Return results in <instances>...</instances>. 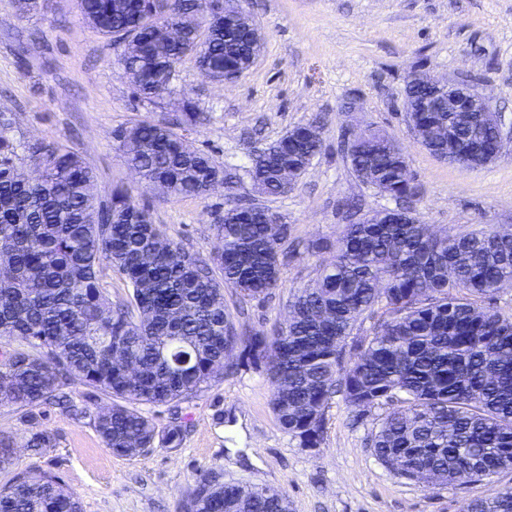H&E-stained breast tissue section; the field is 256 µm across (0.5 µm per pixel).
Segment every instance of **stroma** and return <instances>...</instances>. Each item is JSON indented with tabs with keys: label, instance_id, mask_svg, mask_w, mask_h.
<instances>
[{
	"label": "stroma",
	"instance_id": "35a3bbf8",
	"mask_svg": "<svg viewBox=\"0 0 512 512\" xmlns=\"http://www.w3.org/2000/svg\"><path fill=\"white\" fill-rule=\"evenodd\" d=\"M263 36L252 67L229 84L202 76L184 59L173 93L147 101L134 95L112 40L87 24L78 0H50L47 11L21 14L0 0V113L17 144L76 149L106 197L123 185L155 223L202 254L219 247L213 226L223 192L205 199L146 188L113 139L114 130L173 114L180 99L209 115L193 145L248 184L251 153L297 124L318 123L324 149L288 194L267 205L302 244L333 239L348 223L346 202L360 212L385 207L362 185L340 145L353 125H372L404 149L417 185L413 207L423 223L457 232L492 224L512 229V149L483 168L432 156L405 120L403 90L413 71L468 83L491 100L512 135V0H248ZM355 111H346V103ZM328 252L299 251L283 266L278 288L248 300L224 291L237 327L267 332L286 315L291 295L309 284ZM263 370L248 362L224 372L206 391L175 409L149 408L158 426L178 416L187 426L181 448L112 454L89 421L51 410L41 421L57 440L40 457L17 448L15 465L59 476L81 512H185L202 475L246 482L286 495L291 512H467L494 490H512V470L480 482L426 487L382 465L371 447L384 408L357 417L342 396L326 411L321 447H300L279 426Z\"/></svg>",
	"mask_w": 512,
	"mask_h": 512
}]
</instances>
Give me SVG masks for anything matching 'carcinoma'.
<instances>
[{
  "instance_id": "cac0c4a2",
  "label": "carcinoma",
  "mask_w": 512,
  "mask_h": 512,
  "mask_svg": "<svg viewBox=\"0 0 512 512\" xmlns=\"http://www.w3.org/2000/svg\"><path fill=\"white\" fill-rule=\"evenodd\" d=\"M185 30L160 43L144 20ZM85 21L101 34H130L124 70L139 77V97L152 98L182 60L195 58L213 80L224 68H249L262 44L230 20L212 16L205 0H80ZM412 95L407 123L423 131L435 157L480 163L495 148L490 119L459 131L447 112H425ZM207 113L189 99L172 119L121 127L114 139L150 187L182 198H204L224 186L228 208L214 225L221 249L191 252L156 224L148 209L115 186L94 196V174L81 155L44 142L26 155L0 117V338L27 347L0 353V406L34 425L52 407L90 419L119 457L152 448H179L185 427L160 429L140 406H169L204 391L220 368L246 359L265 368L280 427L303 448L323 441L333 395L362 414L381 405L372 445L377 458L421 483L481 481L512 469V318L494 307L512 285V233L498 227L440 233L406 214L417 196L407 158L395 139L375 131L345 142L356 178L395 203L373 224L343 225L333 240L308 244L331 253L316 279L288 301V316L269 334L238 330L224 307V289L264 299L279 286L288 257V225L245 223L254 205L209 154L183 135ZM311 126L297 125L252 155L251 189L264 198L288 193L282 173L303 175L323 151ZM123 278L119 301L102 288L106 270ZM384 311L371 336H355L364 315ZM76 379L106 395V407L77 404L67 388ZM56 446L46 429L27 432L23 447L41 455ZM17 443L0 433V468ZM284 495L247 483L203 477L188 512H289ZM0 512H80L77 495L59 477L20 469L0 487ZM470 512H512V491H494Z\"/></svg>"
}]
</instances>
